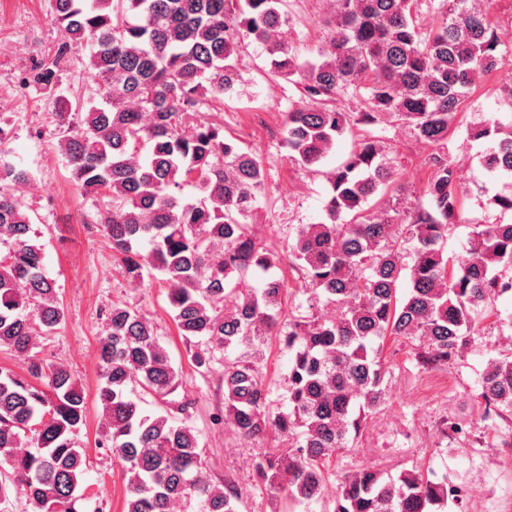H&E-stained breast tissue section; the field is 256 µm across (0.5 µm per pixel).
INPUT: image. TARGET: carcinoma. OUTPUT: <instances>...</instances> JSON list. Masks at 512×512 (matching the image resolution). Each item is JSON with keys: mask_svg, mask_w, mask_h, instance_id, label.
Returning a JSON list of instances; mask_svg holds the SVG:
<instances>
[{"mask_svg": "<svg viewBox=\"0 0 512 512\" xmlns=\"http://www.w3.org/2000/svg\"><path fill=\"white\" fill-rule=\"evenodd\" d=\"M282 2L50 0L67 41L31 82L54 89L66 53L88 50L87 74L102 104L87 99L75 107L65 99L56 113L76 186L107 198L98 223L125 274L137 281L149 267L161 275L196 366L210 365L217 349H242L224 358V421L243 440L269 432L288 439L286 448L263 449L253 468L257 479L304 504L317 500L326 463L356 439L361 416L384 399V340L415 344L424 368L445 366L468 344L486 298L512 291V281L493 274L499 265L512 267V224L476 228L469 259L455 265L445 252L461 212L455 166L430 156L427 203L396 224L366 207L395 184V167L377 141L359 139L329 173L325 220L302 226L289 254L314 295L336 304V317L280 319L284 281L250 284L256 272L284 261L248 224L265 190L263 163L226 138L223 125L187 124L203 100L235 92L240 49L262 48L271 72L313 102L286 120L288 147L305 168L352 131L336 105L347 90L367 97L356 123L396 116L418 139L437 144L476 76L503 66L483 0H442L425 32L413 16L416 0H333L329 40L314 62L299 61L281 39ZM469 137L491 139L485 167L512 178V121L474 125ZM29 180V171L0 154V349L32 359L30 373L41 381L37 387L0 368V503L14 492L33 512H79L85 462L74 435L84 424L85 397L69 369L36 360L37 340L64 314L16 194ZM185 185L194 196L182 195ZM405 239L413 242L410 265L401 259ZM404 277L410 291L401 298ZM266 336L290 355L288 404L275 412L250 360ZM98 360L105 416L99 445L121 464L124 512H176L193 499L201 512H238L236 486L201 471L190 403L172 398L179 371L135 309L112 306ZM480 386L486 414L512 410V355L493 359ZM136 388L165 400L166 412L146 413L129 396ZM450 502L460 503L458 489L417 467L394 476L360 470L342 477L335 512H446Z\"/></svg>", "mask_w": 512, "mask_h": 512, "instance_id": "obj_1", "label": "carcinoma"}]
</instances>
